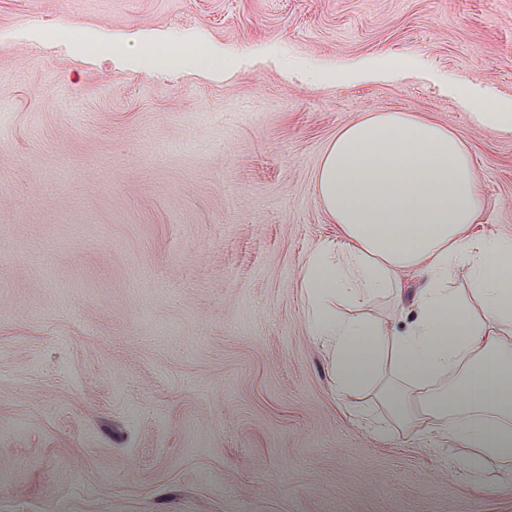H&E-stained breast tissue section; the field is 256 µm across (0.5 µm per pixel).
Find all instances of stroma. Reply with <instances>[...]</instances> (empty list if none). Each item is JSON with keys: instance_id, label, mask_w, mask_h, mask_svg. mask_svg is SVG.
Returning <instances> with one entry per match:
<instances>
[{"instance_id": "obj_1", "label": "stroma", "mask_w": 512, "mask_h": 512, "mask_svg": "<svg viewBox=\"0 0 512 512\" xmlns=\"http://www.w3.org/2000/svg\"><path fill=\"white\" fill-rule=\"evenodd\" d=\"M161 34L290 66L118 70ZM358 60L401 78L313 84ZM512 100V0H0V512H512L459 453L339 405L298 275L343 125L461 131L512 237V136L440 88Z\"/></svg>"}]
</instances>
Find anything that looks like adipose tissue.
I'll return each mask as SVG.
<instances>
[{"mask_svg": "<svg viewBox=\"0 0 512 512\" xmlns=\"http://www.w3.org/2000/svg\"><path fill=\"white\" fill-rule=\"evenodd\" d=\"M149 43L116 39L106 55L119 69L227 67L201 43ZM315 183L338 237L311 251L299 284L336 393L353 406L379 399L392 424L377 434L431 427L463 449L476 486L493 464L512 481V238L474 231L482 201L463 135L419 114L372 112L337 131ZM457 269L461 293L448 286ZM380 298L411 311L405 329L367 314Z\"/></svg>", "mask_w": 512, "mask_h": 512, "instance_id": "adipose-tissue-1", "label": "adipose tissue"}]
</instances>
